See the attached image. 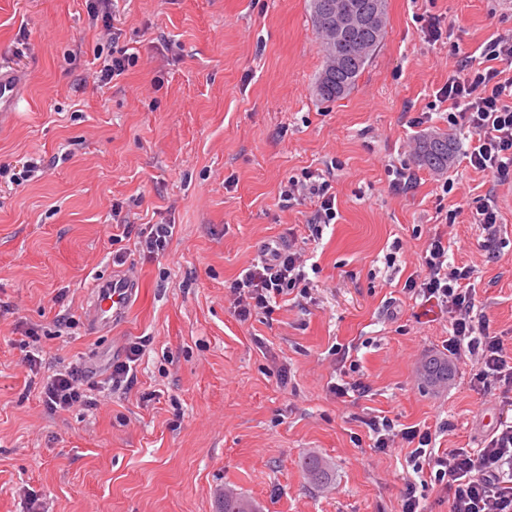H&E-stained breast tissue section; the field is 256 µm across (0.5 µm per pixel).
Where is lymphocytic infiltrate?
Segmentation results:
<instances>
[{
    "label": "lymphocytic infiltrate",
    "mask_w": 512,
    "mask_h": 512,
    "mask_svg": "<svg viewBox=\"0 0 512 512\" xmlns=\"http://www.w3.org/2000/svg\"><path fill=\"white\" fill-rule=\"evenodd\" d=\"M487 63L463 67L448 78L439 91L449 103L454 125L472 135L469 164L495 178H512V77L504 76L498 64L512 62V40L494 41ZM282 195L312 199L316 208L307 230L320 238L324 227L335 221L336 195L322 173L306 168L290 179ZM307 259L290 246L266 245L258 260L227 282L228 295L240 320L272 310L275 302L297 293L307 296ZM473 269L449 262L448 244L442 234H433L420 256L419 269L404 285L415 297L437 299L448 312L450 334L446 349L456 361L470 366L474 391L498 385L503 402L512 407V353L501 337L490 331V321L475 313L476 290ZM47 411L96 408L98 399L88 394L87 374L82 364L72 363L49 376L41 391ZM380 453L391 452L397 442L412 444L413 458H425L435 470L434 482L448 495V512H512V421H500L479 448H448L435 452L430 429L396 428L385 415L365 418Z\"/></svg>",
    "instance_id": "obj_1"
}]
</instances>
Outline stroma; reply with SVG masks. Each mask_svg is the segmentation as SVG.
<instances>
[{
    "mask_svg": "<svg viewBox=\"0 0 512 512\" xmlns=\"http://www.w3.org/2000/svg\"><path fill=\"white\" fill-rule=\"evenodd\" d=\"M308 3L115 0L111 40L89 0H0V68L23 79L0 126V171L40 164L19 186L0 174V304L15 308L0 316V512H216L227 488L262 512H398L407 476L428 512H448L410 445L375 452L363 419L428 427L440 449L479 447L501 420V390L473 391L467 366L446 386L421 383L424 361L445 353L448 315L403 288L441 233L512 350V180L469 166L471 137L437 97L462 62L512 39V0H388L380 48L331 102L315 89L322 52ZM432 17L446 38L428 37ZM126 49L134 63L99 84L98 53ZM433 131L456 143L441 173L415 157ZM393 166L417 174L414 191H391ZM306 167L328 172L338 208L315 242L313 202L281 195ZM486 198L501 218L490 244L469 222ZM116 223L129 233L115 243ZM148 224L176 227L162 260L139 248ZM272 240L313 258L311 296L239 320L224 284ZM128 272L139 288L127 318L93 332L91 284ZM141 337L131 391L87 411L43 410L42 381L60 366L86 358L104 383ZM340 346L367 396L328 394ZM310 454L331 465L332 484L303 475Z\"/></svg>",
    "mask_w": 512,
    "mask_h": 512,
    "instance_id": "35a3bbf8",
    "label": "stroma"
}]
</instances>
